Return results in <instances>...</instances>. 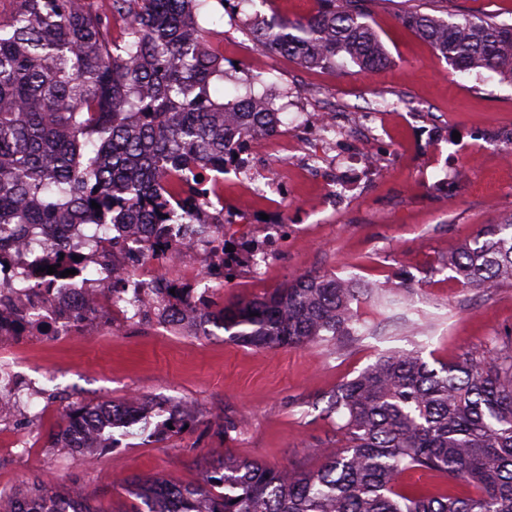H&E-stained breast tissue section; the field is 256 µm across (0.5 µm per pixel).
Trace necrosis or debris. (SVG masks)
Listing matches in <instances>:
<instances>
[{
    "mask_svg": "<svg viewBox=\"0 0 512 512\" xmlns=\"http://www.w3.org/2000/svg\"><path fill=\"white\" fill-rule=\"evenodd\" d=\"M321 128L323 139L315 148L298 139L283 142L271 137L260 147L282 160L294 156L306 176L327 185L328 206L341 211L351 201L346 177L327 165L325 156L335 151L343 126L329 112L322 117ZM256 147L248 142L242 165L229 169L245 188L238 223L213 225L208 242L178 237L164 255L145 258L139 254L142 235L135 229L119 224L106 235L98 225L79 224L68 233L70 276L48 273L44 249L26 243L0 260V302L5 305L0 314V393L9 397L8 403L0 402V417L14 419L25 411L21 395L31 386L17 370V357L31 342L45 336L58 340L78 336L91 321L108 325L116 315L127 324L168 325L177 309L186 323L196 327L198 314L183 304V297L199 300L208 297L214 286L223 285L225 268L238 258L237 248L247 252L251 274L264 272L283 229L276 213L259 223L254 220V200L275 192L271 173L251 172ZM87 262L102 272L117 273V287L88 279L83 269Z\"/></svg>",
    "mask_w": 512,
    "mask_h": 512,
    "instance_id": "1",
    "label": "necrosis or debris"
}]
</instances>
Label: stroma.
<instances>
[{
    "label": "stroma",
    "instance_id": "obj_1",
    "mask_svg": "<svg viewBox=\"0 0 512 512\" xmlns=\"http://www.w3.org/2000/svg\"><path fill=\"white\" fill-rule=\"evenodd\" d=\"M316 7L317 0H235L228 6L210 0L204 24L223 44L231 75L220 91L230 99L249 86L275 96L283 139L310 135V127L296 120L300 112L363 111L378 99L394 103L382 117L388 137L381 144L394 170L382 178L355 164L353 178L362 191L336 215L321 208L322 182L294 178L283 242L265 278L238 268L212 298L220 304L248 300L300 275L333 274L361 290L359 335L335 344L258 349L217 328L197 334L117 322L104 336L38 341L19 359L43 395L31 405L38 447L24 454L0 451L1 492L21 491L37 475L65 491L80 488L89 512H124L136 503L126 485L134 475L194 484L205 461L227 454L272 467L311 468L318 463L316 449L335 447L340 437L327 413L337 386L381 354L419 349L426 361L452 363L512 336V281L472 288L445 267L449 252L482 225L512 217V168L489 151L475 165L454 157L463 176L447 189L435 187L443 169L418 177L425 160L421 126L444 118L461 143L472 142L482 128L512 122V85L489 72L457 71L401 22L419 10L442 17L483 12L512 25V0H370L368 21L389 57L374 71L343 58L323 68L282 62L249 32L253 21L298 19ZM258 61L266 71L252 85ZM59 395L97 408L134 395L155 400L160 412L152 421L164 438L147 443L121 436L112 451L96 453L46 447V434L62 412L52 402ZM174 405L185 428L168 426ZM229 422L239 432L227 439L221 429Z\"/></svg>",
    "mask_w": 512,
    "mask_h": 512
}]
</instances>
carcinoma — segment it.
Returning <instances> with one entry per match:
<instances>
[{"label":"carcinoma","mask_w":512,"mask_h":512,"mask_svg":"<svg viewBox=\"0 0 512 512\" xmlns=\"http://www.w3.org/2000/svg\"><path fill=\"white\" fill-rule=\"evenodd\" d=\"M11 2L0 17V226L13 225L0 238L5 253L28 224L45 229L57 255L67 253L62 230L72 224H132L151 248L167 247L163 225L196 212L201 182L224 173L249 138L279 131L268 96L213 97L227 72L224 56L206 51L212 33L200 15L210 0ZM365 2L318 0L308 17L258 22L250 33L306 67L342 55L376 70L388 56ZM116 15L127 23L118 42ZM402 23L456 68L512 84V25L420 11ZM446 267L475 288L512 280V221L482 226ZM358 298L334 275H302L249 301L209 302L203 317L258 348L336 343L358 331ZM328 412L342 438L316 469L226 456L197 484L134 477L128 484L148 508L131 512H512L511 351H468L437 367L416 351L386 353L338 386ZM74 413L100 422L93 408L67 411L48 433L51 447H78ZM136 413L109 410L114 426ZM411 470L452 486L423 492L402 482ZM14 500V512H62L40 482Z\"/></svg>","instance_id":"cac0c4a2"}]
</instances>
